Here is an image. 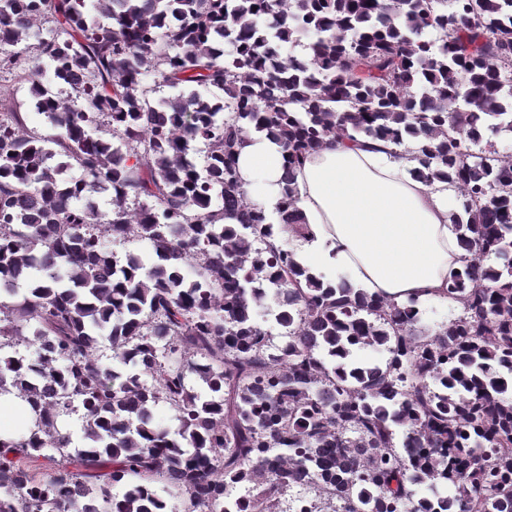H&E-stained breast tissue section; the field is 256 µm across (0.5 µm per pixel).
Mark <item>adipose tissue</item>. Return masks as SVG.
<instances>
[{
    "label": "adipose tissue",
    "instance_id": "adipose-tissue-1",
    "mask_svg": "<svg viewBox=\"0 0 512 512\" xmlns=\"http://www.w3.org/2000/svg\"><path fill=\"white\" fill-rule=\"evenodd\" d=\"M287 158L261 136L238 150L245 189L263 185L259 203L274 212ZM410 155L382 145L328 138L295 167L298 206L308 232H279L297 260L313 270L344 274L371 295L405 301L444 299L461 250L448 222V187L413 177Z\"/></svg>",
    "mask_w": 512,
    "mask_h": 512
}]
</instances>
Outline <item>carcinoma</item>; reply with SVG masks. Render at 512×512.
<instances>
[{
    "label": "carcinoma",
    "instance_id": "obj_1",
    "mask_svg": "<svg viewBox=\"0 0 512 512\" xmlns=\"http://www.w3.org/2000/svg\"><path fill=\"white\" fill-rule=\"evenodd\" d=\"M476 3L0 0V78L55 130L0 99V394L35 413L0 441V512H160L159 480L190 512H512V157L486 139L512 132V0ZM251 135L288 154L274 218L238 175ZM329 136L455 189L456 318L277 243ZM131 237L153 263L110 249ZM30 336L37 361L6 353Z\"/></svg>",
    "mask_w": 512,
    "mask_h": 512
}]
</instances>
